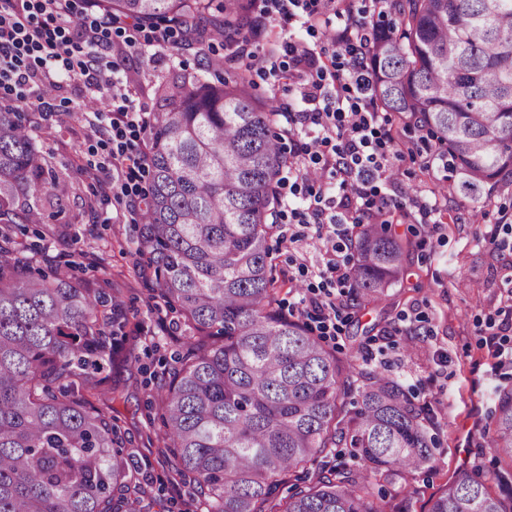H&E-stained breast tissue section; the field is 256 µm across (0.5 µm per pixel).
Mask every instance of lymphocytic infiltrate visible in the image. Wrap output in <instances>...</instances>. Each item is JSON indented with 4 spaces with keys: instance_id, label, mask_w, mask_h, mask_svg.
<instances>
[{
    "instance_id": "1",
    "label": "lymphocytic infiltrate",
    "mask_w": 512,
    "mask_h": 512,
    "mask_svg": "<svg viewBox=\"0 0 512 512\" xmlns=\"http://www.w3.org/2000/svg\"><path fill=\"white\" fill-rule=\"evenodd\" d=\"M257 8L265 19L294 20L312 32L325 29L333 48L323 59L307 43L286 42L284 66L264 49L241 50L257 73L295 81V98L303 104L281 112L293 163L280 178V224L288 228L289 242L306 241L326 256L299 310L330 337L338 331L337 290L352 274L344 247L350 225L384 224L406 207L391 177L388 118L373 96L370 11L364 0H346L341 8L336 0H258ZM339 9L345 21L335 29L330 17ZM72 15V0H0V91L39 109L41 86L60 70L91 97L103 99L97 118L107 135L94 150L106 160L101 171L113 206L132 209L141 201L132 175L145 165L140 133L147 115L136 107L135 86L112 87L106 79L119 65L109 41L112 20L90 14L77 26ZM324 180L339 181L342 196H326L318 187Z\"/></svg>"
}]
</instances>
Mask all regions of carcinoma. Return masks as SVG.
Wrapping results in <instances>:
<instances>
[{
  "instance_id": "1",
  "label": "carcinoma",
  "mask_w": 512,
  "mask_h": 512,
  "mask_svg": "<svg viewBox=\"0 0 512 512\" xmlns=\"http://www.w3.org/2000/svg\"><path fill=\"white\" fill-rule=\"evenodd\" d=\"M137 25L164 22L238 44L252 0H101ZM370 20L378 103L407 114L448 157L446 191L475 195L512 175V0H392ZM250 68L212 85L161 83L146 131L147 190L137 251L177 311L185 352L160 386V434L200 512H394L375 495L432 463L434 413L390 374L343 361L302 318L278 307L270 245L277 183L291 158L272 131ZM61 178L20 106L0 107V512H139L112 406L88 368L113 360L91 284L32 272L3 232L38 224V199ZM349 306H377L403 278L408 243L386 224L358 229ZM485 443L504 464L463 474L425 512H512V388ZM334 448L350 461L329 463ZM315 466L284 500L280 487Z\"/></svg>"
}]
</instances>
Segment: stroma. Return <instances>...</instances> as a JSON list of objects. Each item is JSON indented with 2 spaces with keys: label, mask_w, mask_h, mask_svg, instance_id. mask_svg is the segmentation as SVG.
Returning a JSON list of instances; mask_svg holds the SVG:
<instances>
[{
  "label": "stroma",
  "mask_w": 512,
  "mask_h": 512,
  "mask_svg": "<svg viewBox=\"0 0 512 512\" xmlns=\"http://www.w3.org/2000/svg\"><path fill=\"white\" fill-rule=\"evenodd\" d=\"M110 40L123 60L111 80L138 81L137 103L148 112L156 109L154 85L173 73L185 70L211 79L234 68L219 40L202 52L193 46L162 53L128 46L123 32L111 33ZM55 97L48 116L34 113L30 119L44 157L65 174L62 209L54 211L40 200L41 223L13 226L12 235L34 253V267H42L38 253L43 249L59 267L77 261L79 276L104 283L120 303L123 327L113 341L131 353L132 362L102 364L99 376L104 391L117 393L112 422L130 469L150 493L141 512H196L179 476L180 463L166 453L155 419L160 383L184 350L183 333L174 326L178 314L160 302L154 270L136 253L134 213L113 211L99 177L87 166L93 130L88 119L75 115L76 104L86 98L83 88L64 80ZM388 128L401 156L397 186L405 198L433 205L431 219L440 230L426 234L414 211L392 224V232L416 244L404 278L380 307L342 309L335 350L341 358L353 356L363 367L391 373L433 409L440 423L434 461L415 473L410 494L382 488L395 495L400 512H422L429 497L461 473L488 479L498 469L483 430L496 410L497 389L512 387V367L496 365L485 339L497 332L500 310L512 305V249L490 255L483 233L512 215V177L479 200L443 197L445 160L427 132L398 113L389 114ZM274 256L278 298L285 308L297 298L299 264L316 267L318 254L305 244L286 243L275 247ZM356 339L363 343L359 355L352 349Z\"/></svg>",
  "instance_id": "35a3bbf8"
}]
</instances>
